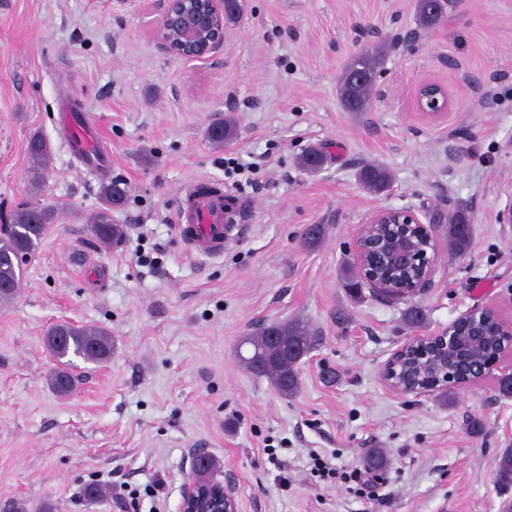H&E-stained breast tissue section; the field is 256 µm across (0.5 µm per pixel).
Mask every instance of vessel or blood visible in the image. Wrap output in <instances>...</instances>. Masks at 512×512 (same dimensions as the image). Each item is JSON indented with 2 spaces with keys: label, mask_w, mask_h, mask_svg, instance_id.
Masks as SVG:
<instances>
[{
  "label": "vessel or blood",
  "mask_w": 512,
  "mask_h": 512,
  "mask_svg": "<svg viewBox=\"0 0 512 512\" xmlns=\"http://www.w3.org/2000/svg\"><path fill=\"white\" fill-rule=\"evenodd\" d=\"M236 205L229 197L202 196L184 187L179 195L177 227L181 238L194 253L218 255L230 239L229 221Z\"/></svg>",
  "instance_id": "obj_1"
}]
</instances>
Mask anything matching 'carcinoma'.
<instances>
[{
  "instance_id": "cac0c4a2",
  "label": "carcinoma",
  "mask_w": 512,
  "mask_h": 512,
  "mask_svg": "<svg viewBox=\"0 0 512 512\" xmlns=\"http://www.w3.org/2000/svg\"><path fill=\"white\" fill-rule=\"evenodd\" d=\"M451 0H417V15L421 26L433 27L445 15ZM376 58L372 51H362L346 71L340 96L344 107L351 112H366L371 106L370 90L373 85ZM235 134L232 119L212 124L207 130L208 139L216 144ZM32 184L40 186L48 171L51 149L48 141L40 134L32 135L26 146ZM362 184L375 193L385 191L390 184L389 172L378 165L366 164L359 171ZM103 205L90 219V231L97 241L109 248L122 241L125 232L123 225L112 219V210L121 207L126 199V189L114 180L103 186ZM55 210L50 205L27 201L20 205L10 218V223L0 224V302L7 303L18 292L22 278V265L19 258H26L35 252L43 238L48 224L52 223ZM448 250L464 256L468 253L472 237V221L463 212L449 218ZM378 277L399 284L417 277L419 269L410 267V272L396 273L379 265ZM277 337L272 341L271 337ZM317 331L300 320L264 324L251 336L245 337L241 345L251 347L247 356L239 355L248 371L258 377H265L279 394L286 398L295 396L300 390L298 365L315 346ZM508 338L499 334L496 323L489 318L481 325V336L477 337V347L473 352L460 356L448 354L443 361L440 348L430 346L426 357L418 355L406 358L399 373L415 383H431L445 391L457 387V380L445 378L453 375L455 369L478 370L500 352ZM46 344L60 362V368L50 376V385L59 394L69 393L75 386V377L69 371L65 357L73 353L90 362H104L112 353V340L109 333L95 325L73 326L66 323L51 327L46 336ZM496 475L503 484L512 483V448H504L497 455Z\"/></svg>"
}]
</instances>
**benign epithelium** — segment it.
Wrapping results in <instances>:
<instances>
[{
  "label": "benign epithelium",
  "instance_id": "7a95c632",
  "mask_svg": "<svg viewBox=\"0 0 512 512\" xmlns=\"http://www.w3.org/2000/svg\"><path fill=\"white\" fill-rule=\"evenodd\" d=\"M164 8L156 29L159 47L167 54L197 60L224 49V0H163ZM449 98L445 87L426 83L418 92L421 112L438 114L448 111ZM384 224H408L415 234L408 232L390 238L375 237V228ZM434 228L423 224L418 215L406 208L387 207L369 215L360 230L356 261L364 270L366 283L380 290L391 300H412L432 284V273L437 251ZM401 272L413 263H422V273L406 286L391 287V283L377 280L374 267L377 260ZM431 340L416 336L396 350L384 367V380L396 391L420 395L426 389L406 388L398 380L396 361L409 349ZM206 450L193 453L190 470L184 484L178 512H241L237 497L236 479L231 474L209 480L196 478L198 463Z\"/></svg>",
  "mask_w": 512,
  "mask_h": 512
}]
</instances>
